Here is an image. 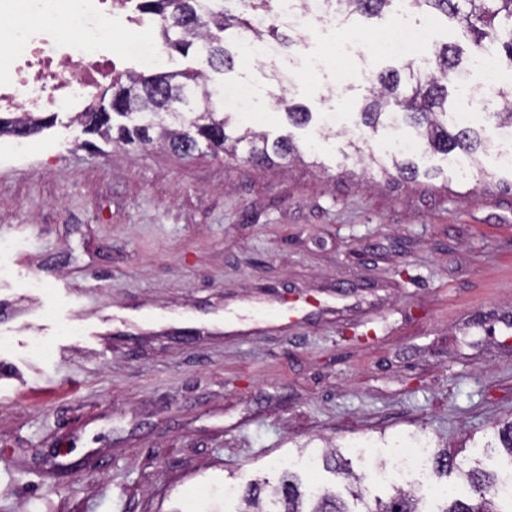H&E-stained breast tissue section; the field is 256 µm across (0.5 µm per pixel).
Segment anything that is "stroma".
<instances>
[{"label": "stroma", "instance_id": "35a3bbf8", "mask_svg": "<svg viewBox=\"0 0 512 512\" xmlns=\"http://www.w3.org/2000/svg\"><path fill=\"white\" fill-rule=\"evenodd\" d=\"M418 32L383 52L397 27ZM159 45L142 16L113 19L109 48ZM461 46L448 90L484 144L455 162L411 153L415 178L382 173L378 136L350 142L376 71L436 45ZM288 89L239 53L215 84H243L249 127L296 154L256 167L200 148L118 146L72 112L0 137V512H211L225 487L345 492L312 448L344 450L366 498L391 484L396 440L427 437L470 466L471 447L512 419V148L488 102L487 72L456 22L394 0L382 16L317 22ZM306 107L290 126L277 96ZM332 116L334 130L323 125Z\"/></svg>", "mask_w": 512, "mask_h": 512}]
</instances>
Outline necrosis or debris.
Segmentation results:
<instances>
[{"label": "necrosis or debris", "mask_w": 512, "mask_h": 512, "mask_svg": "<svg viewBox=\"0 0 512 512\" xmlns=\"http://www.w3.org/2000/svg\"><path fill=\"white\" fill-rule=\"evenodd\" d=\"M131 0H0V23L18 15L34 22L16 28L20 53L0 55V112H30L40 106L73 107L79 93H92L117 70L106 50L113 17ZM55 16L70 35L45 28L38 20Z\"/></svg>", "instance_id": "obj_1"}]
</instances>
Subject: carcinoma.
Returning a JSON list of instances; mask_svg holds the SVG:
<instances>
[{
  "mask_svg": "<svg viewBox=\"0 0 512 512\" xmlns=\"http://www.w3.org/2000/svg\"><path fill=\"white\" fill-rule=\"evenodd\" d=\"M395 0H332L329 8L336 14L354 13L375 17ZM406 5L446 21H455L473 48L480 54L497 56L504 51L512 62V0H406ZM137 10L150 16L159 29L164 51H175L184 56L192 53L215 72L234 68L235 56L226 47V41L239 46L268 44L274 40L285 49L294 40L279 32L293 28L288 17L270 16L268 0H138ZM462 48L444 43L432 51V57L418 65L407 64L404 71L389 69L377 74L376 86L361 112V123L372 133L378 128H398L399 119L412 127L424 145L432 152L452 157L458 152L473 153L478 139L474 128L459 118L458 112L448 106V80L457 72ZM112 111H106L105 99L89 105L79 113L78 120L91 133L109 136L115 140L144 148L159 139L184 156L191 155L206 143L213 151L237 154L246 152V161L255 164L272 162V157H286L294 151L286 138L268 143L265 137L247 130L231 137L227 133L228 119L221 111L223 93L218 87L208 88L203 70L159 72L149 76L127 72L113 77L109 87ZM492 101L499 107L496 113L501 125L512 135V88L494 90ZM287 120L295 126L308 124L312 113L303 106L290 104L280 98ZM54 117L32 112L15 115L0 113V136L28 137L52 124ZM497 440L509 456L512 466V420L503 423L497 431ZM432 476H448L458 469L456 457L442 448L431 453ZM328 471L346 475L359 482V477L341 468L336 451L322 453ZM470 495L443 486L436 493V505L430 512H512V499L498 496L500 473L473 466L463 471ZM361 501L360 512H422L417 508L418 497L412 489L399 485L387 499L370 503L363 499L361 490L352 493ZM239 512H350L346 502L328 490L305 493L297 475L286 473L280 484L267 489L266 483L252 482Z\"/></svg>",
  "mask_w": 512,
  "mask_h": 512,
  "instance_id": "carcinoma-1",
  "label": "carcinoma"
}]
</instances>
